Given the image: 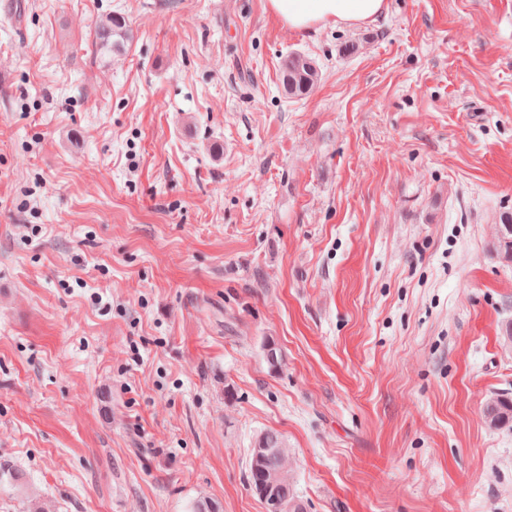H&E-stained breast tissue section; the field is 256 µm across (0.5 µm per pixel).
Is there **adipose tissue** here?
<instances>
[{
	"label": "adipose tissue",
	"mask_w": 512,
	"mask_h": 512,
	"mask_svg": "<svg viewBox=\"0 0 512 512\" xmlns=\"http://www.w3.org/2000/svg\"><path fill=\"white\" fill-rule=\"evenodd\" d=\"M268 11L290 29L308 31L328 22L353 25L376 20L387 0H266Z\"/></svg>",
	"instance_id": "ef3b65f1"
}]
</instances>
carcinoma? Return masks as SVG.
I'll use <instances>...</instances> for the list:
<instances>
[{
  "instance_id": "carcinoma-1",
  "label": "carcinoma",
  "mask_w": 512,
  "mask_h": 512,
  "mask_svg": "<svg viewBox=\"0 0 512 512\" xmlns=\"http://www.w3.org/2000/svg\"><path fill=\"white\" fill-rule=\"evenodd\" d=\"M132 40V33L123 15L115 13L107 17L98 31L96 44L114 56L125 53ZM280 79L288 95L296 97L310 93L319 80V70L315 61L301 53L289 54L281 64ZM493 252L507 260H512V213L501 217V224ZM485 422L491 427H502L512 423V397L506 394L491 395L484 405ZM255 447L265 449L262 458L250 464L248 482L255 494H260V486L272 484L287 512H304L303 506L295 498L288 479V453L280 436L271 431L261 434Z\"/></svg>"
}]
</instances>
